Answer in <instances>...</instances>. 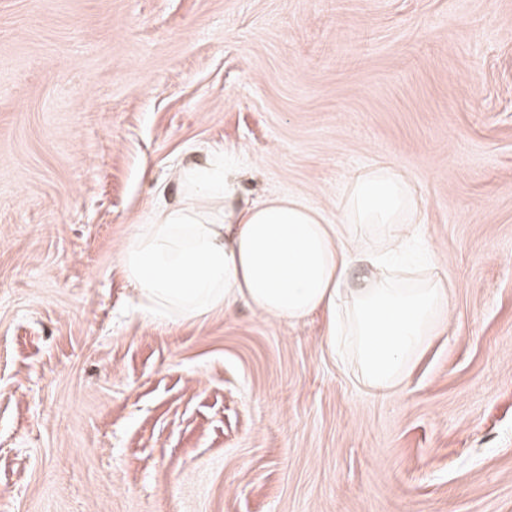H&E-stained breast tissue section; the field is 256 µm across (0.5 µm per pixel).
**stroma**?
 <instances>
[{"mask_svg":"<svg viewBox=\"0 0 512 512\" xmlns=\"http://www.w3.org/2000/svg\"><path fill=\"white\" fill-rule=\"evenodd\" d=\"M340 215L381 159L448 328L389 397L321 317L142 318L215 152ZM0 512H512V0H0Z\"/></svg>","mask_w":512,"mask_h":512,"instance_id":"obj_1","label":"stroma"}]
</instances>
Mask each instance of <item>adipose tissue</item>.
<instances>
[{
	"mask_svg": "<svg viewBox=\"0 0 512 512\" xmlns=\"http://www.w3.org/2000/svg\"><path fill=\"white\" fill-rule=\"evenodd\" d=\"M182 198L138 225L119 262L154 321L201 320L245 304L298 322L326 315L358 381L392 394L448 325L454 285L438 271L403 283L393 254L417 230L419 200L381 160L350 180L337 219L297 195L251 198L233 158L179 174Z\"/></svg>",
	"mask_w": 512,
	"mask_h": 512,
	"instance_id": "ef3b65f1",
	"label": "adipose tissue"
}]
</instances>
